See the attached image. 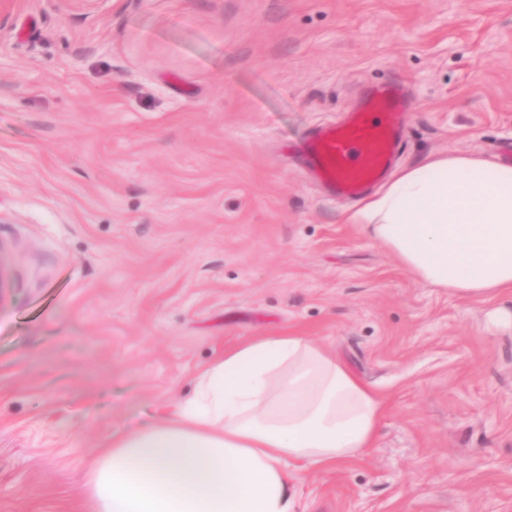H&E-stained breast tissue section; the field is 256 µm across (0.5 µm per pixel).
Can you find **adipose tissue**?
Listing matches in <instances>:
<instances>
[{
    "label": "adipose tissue",
    "instance_id": "obj_1",
    "mask_svg": "<svg viewBox=\"0 0 512 512\" xmlns=\"http://www.w3.org/2000/svg\"><path fill=\"white\" fill-rule=\"evenodd\" d=\"M423 286L512 289V168L448 154L400 170L352 217ZM382 405L325 344L245 341L196 377L170 419L113 437L90 463L91 512H296L293 484L375 445Z\"/></svg>",
    "mask_w": 512,
    "mask_h": 512
}]
</instances>
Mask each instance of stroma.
I'll return each instance as SVG.
<instances>
[{
	"label": "stroma",
	"instance_id": "35a3bbf8",
	"mask_svg": "<svg viewBox=\"0 0 512 512\" xmlns=\"http://www.w3.org/2000/svg\"><path fill=\"white\" fill-rule=\"evenodd\" d=\"M396 166L512 147V0H16L0 15V512H88L112 434L288 332L382 402L299 512H512V292L418 283L296 146L369 89Z\"/></svg>",
	"mask_w": 512,
	"mask_h": 512
}]
</instances>
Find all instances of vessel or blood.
I'll list each match as a JSON object with an SVG mask.
<instances>
[{"label":"vessel or blood","instance_id":"1","mask_svg":"<svg viewBox=\"0 0 512 512\" xmlns=\"http://www.w3.org/2000/svg\"><path fill=\"white\" fill-rule=\"evenodd\" d=\"M406 107L400 86L370 89L356 110L309 136L304 154L310 175L336 196L363 195L391 169L402 143Z\"/></svg>","mask_w":512,"mask_h":512}]
</instances>
